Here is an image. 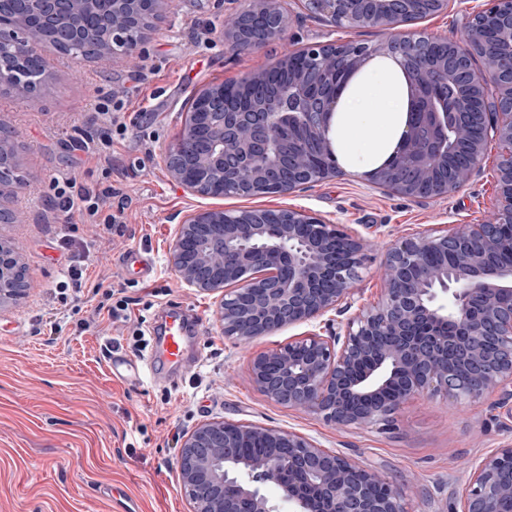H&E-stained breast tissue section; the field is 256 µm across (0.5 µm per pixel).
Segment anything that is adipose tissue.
Masks as SVG:
<instances>
[{
	"label": "adipose tissue",
	"mask_w": 512,
	"mask_h": 512,
	"mask_svg": "<svg viewBox=\"0 0 512 512\" xmlns=\"http://www.w3.org/2000/svg\"><path fill=\"white\" fill-rule=\"evenodd\" d=\"M399 62L369 63L341 90L333 127L336 149L350 169L368 171L397 149L408 109Z\"/></svg>",
	"instance_id": "1"
}]
</instances>
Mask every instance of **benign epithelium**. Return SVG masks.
I'll return each mask as SVG.
<instances>
[{"instance_id":"1","label":"benign epithelium","mask_w":512,"mask_h":512,"mask_svg":"<svg viewBox=\"0 0 512 512\" xmlns=\"http://www.w3.org/2000/svg\"><path fill=\"white\" fill-rule=\"evenodd\" d=\"M332 27L398 31L379 44L333 41L287 50L284 81L250 94L268 71L207 89L202 111L184 124L165 154L188 192L221 197L283 196L334 177L326 130L338 91L374 55L398 57L409 75V114L400 148L370 171L374 183L406 197L444 196L466 183L489 141L501 148L498 210L488 224L450 234L401 237L382 263L384 296L348 318L345 334L305 338L251 360L254 385L271 400L312 411L338 428L389 424L414 396L429 392L476 401L496 390L512 397V0L484 7L452 37L405 26L448 9V0H302ZM0 21V95L28 99L39 82L17 61L38 57L51 36L78 56L134 73L148 35L173 0H8ZM293 19L287 0H251L224 14L220 35L237 51L283 38ZM481 59L482 69L473 67ZM12 140L0 136V223L14 224L3 203L20 185ZM370 244L339 225L293 208H207L187 214L170 249L182 284L217 295L224 335L249 343L353 306ZM30 289L15 245L0 240V306ZM495 340L499 353L486 346ZM262 439L263 456L240 448ZM178 479L191 512H275L259 485L273 484L289 512H407L403 495L379 471L312 440L271 427L215 420L183 439ZM459 512H512V445L476 465Z\"/></svg>"}]
</instances>
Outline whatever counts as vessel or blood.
Returning a JSON list of instances; mask_svg holds the SVG:
<instances>
[{
	"mask_svg": "<svg viewBox=\"0 0 512 512\" xmlns=\"http://www.w3.org/2000/svg\"><path fill=\"white\" fill-rule=\"evenodd\" d=\"M163 313L164 323L159 330L152 332L147 356L142 361L130 360L117 349L111 351L110 367L114 378L134 386L144 371L159 381L170 369L182 377L196 369L198 359L191 356L189 348L192 338L202 332L200 316L193 309L179 304L167 305Z\"/></svg>",
	"mask_w": 512,
	"mask_h": 512,
	"instance_id": "b4317fda",
	"label": "vessel or blood"
}]
</instances>
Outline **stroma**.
Returning a JSON list of instances; mask_svg holds the SVG:
<instances>
[{
    "mask_svg": "<svg viewBox=\"0 0 512 512\" xmlns=\"http://www.w3.org/2000/svg\"><path fill=\"white\" fill-rule=\"evenodd\" d=\"M247 5L248 0H175L145 45L139 66L147 79L139 95L129 96L135 84L124 70L48 44L43 55L53 66V80L31 101L0 96V131L15 144L23 180L13 207L24 216L22 223L0 224V237L15 243L31 285L19 303L0 307V512H189L178 481V453L185 434L212 420L295 432L353 458L398 487L408 512H455L472 466L512 444V400L497 391L477 402L424 394L400 409L392 425L344 429L277 404L254 386L252 357L312 331H339L346 316L332 310L242 344L215 323L214 295L180 283L169 263L175 229L185 214L217 204L228 211L291 207L367 239L373 249L355 289L361 307L379 300L381 261L395 240L484 224L496 211L500 148L494 143L471 180L441 197L405 198L351 171L287 196L215 199L187 192L172 179L163 157L200 90L273 67L291 42L374 44L384 38L370 28H333L303 11L286 40L237 52L208 26ZM481 6L482 0H450L447 12L413 29L451 36ZM100 101L109 102L128 126L125 135L113 138L107 164L75 148L97 139L91 113ZM61 177L81 188L111 190L112 203L125 206L123 234L102 235L88 224L68 234L52 187ZM130 248L149 252L152 279L139 280L134 268L121 265ZM77 255L83 276L71 295L79 318L90 323L82 332L54 291ZM99 285L123 288L133 299L129 326L111 324L100 310L94 293ZM171 301L202 318L200 367L171 392L114 379L107 345L120 341L124 353L132 354L134 328ZM54 321L61 325L55 332Z\"/></svg>",
    "mask_w": 512,
    "mask_h": 512,
    "instance_id": "obj_1",
    "label": "stroma"
}]
</instances>
